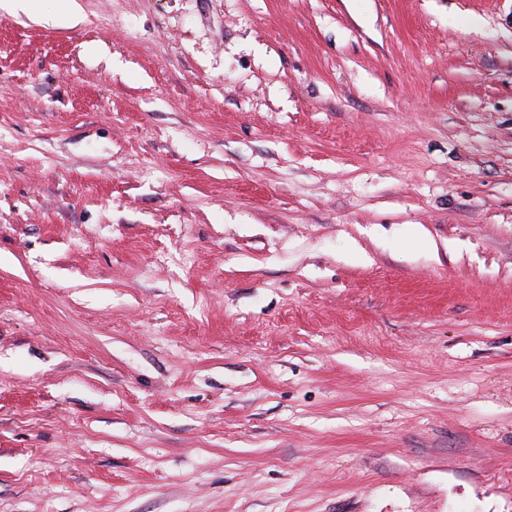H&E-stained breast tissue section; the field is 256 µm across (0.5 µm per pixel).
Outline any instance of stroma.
<instances>
[{
    "label": "stroma",
    "mask_w": 512,
    "mask_h": 512,
    "mask_svg": "<svg viewBox=\"0 0 512 512\" xmlns=\"http://www.w3.org/2000/svg\"><path fill=\"white\" fill-rule=\"evenodd\" d=\"M0 10V512H512V0ZM44 0H4L1 8L9 13H22L30 19L42 22L65 21L71 25H77L82 21V11L78 0H55L56 12L46 14L43 10Z\"/></svg>",
    "instance_id": "1"
}]
</instances>
